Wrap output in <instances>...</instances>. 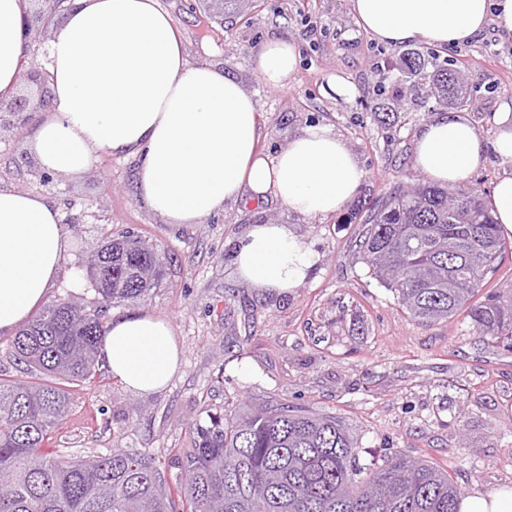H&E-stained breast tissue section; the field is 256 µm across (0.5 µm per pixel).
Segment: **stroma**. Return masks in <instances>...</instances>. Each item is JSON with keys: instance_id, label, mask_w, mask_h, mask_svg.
I'll return each mask as SVG.
<instances>
[{"instance_id": "obj_1", "label": "stroma", "mask_w": 512, "mask_h": 512, "mask_svg": "<svg viewBox=\"0 0 512 512\" xmlns=\"http://www.w3.org/2000/svg\"><path fill=\"white\" fill-rule=\"evenodd\" d=\"M159 3L174 18L190 65L224 69L253 94L262 151L277 154L307 126L323 124L353 147L366 178L328 217L239 203L199 224H170L144 205L135 160L103 152L81 177L48 187L27 147L30 124L0 128V187L55 201L71 237L50 299L71 292L93 302L89 281H73L84 251L133 232L162 256L165 274L141 299L113 304L109 316L143 310L166 319L180 350L177 374L151 395H134L104 368L95 382L70 385L71 407L51 447L84 459L151 448L173 482L191 424L211 412L285 403L341 418L358 439L360 463L396 451L447 466L465 496L512 486V350L460 316L431 326L404 316L393 293L369 277L360 248L369 207L395 186L422 181L413 167L415 138L448 109L426 96L428 74H403L407 46L369 38L351 0H238L220 21L197 0ZM282 37L297 46L299 65L288 88L273 89L252 57ZM438 55L465 82L459 113L483 145L469 184L491 193L508 170L492 149V117L512 105V43L501 42L490 23ZM48 63L46 46L31 50L18 91L0 107L33 105L41 87L29 72ZM339 81L353 87L352 96L336 94ZM263 222L291 225L318 253L302 287L276 295L239 277L235 242Z\"/></svg>"}]
</instances>
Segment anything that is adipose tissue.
I'll return each instance as SVG.
<instances>
[{
	"label": "adipose tissue",
	"mask_w": 512,
	"mask_h": 512,
	"mask_svg": "<svg viewBox=\"0 0 512 512\" xmlns=\"http://www.w3.org/2000/svg\"><path fill=\"white\" fill-rule=\"evenodd\" d=\"M27 0H0V97L13 95ZM363 32L390 45L462 42L495 22L512 42V0H352ZM294 43L273 39L253 59L264 84L288 87ZM50 110L30 149L49 173L78 176L100 152L138 161L146 206L171 224H197L228 203L273 200L300 215L336 214L366 172L347 142L315 125L269 157L258 148L256 102L232 75L189 66L176 23L158 0H70L49 48ZM481 160L476 127L449 113L426 125L413 164L425 179L464 184ZM70 248L55 203L0 189V335H14L47 300ZM317 254L285 224L253 225L234 248L238 274L283 294L302 287ZM130 391L163 389L179 368L168 320L138 312L112 321L100 355Z\"/></svg>",
	"instance_id": "adipose-tissue-1"
}]
</instances>
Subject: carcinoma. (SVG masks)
Masks as SVG:
<instances>
[{
  "label": "carcinoma",
  "mask_w": 512,
  "mask_h": 512,
  "mask_svg": "<svg viewBox=\"0 0 512 512\" xmlns=\"http://www.w3.org/2000/svg\"><path fill=\"white\" fill-rule=\"evenodd\" d=\"M427 64L426 94L463 106L465 86L436 53L404 59L412 74ZM365 223L370 276L408 317L430 326L462 314L479 335L512 349V289L483 291L512 253L487 197L464 185H398ZM86 269L94 302L56 299L12 341L31 377H0V512H459L448 469L401 453L361 465L340 418L287 404L192 424L174 493L147 448L93 459L46 452L69 412L67 385L97 375L112 304L145 296L164 276L159 253L127 233L92 250Z\"/></svg>",
  "instance_id": "carcinoma-1"
}]
</instances>
